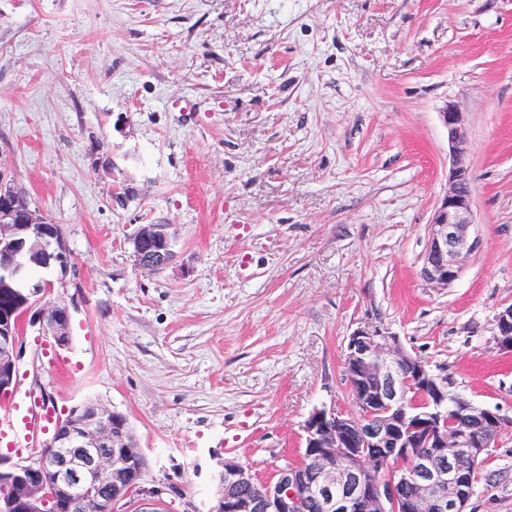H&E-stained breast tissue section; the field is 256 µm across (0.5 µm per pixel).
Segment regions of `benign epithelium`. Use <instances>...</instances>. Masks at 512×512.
I'll return each mask as SVG.
<instances>
[{"label":"benign epithelium","mask_w":512,"mask_h":512,"mask_svg":"<svg viewBox=\"0 0 512 512\" xmlns=\"http://www.w3.org/2000/svg\"><path fill=\"white\" fill-rule=\"evenodd\" d=\"M440 118L447 130L448 189L428 225L420 275L447 288L474 253V201L468 154L467 113L452 102ZM168 224H141L131 238L137 269L156 273L175 260ZM66 271L68 250L60 229L21 200L0 171V397L13 392L21 357L18 329L29 313L45 336L68 345L70 314L50 298L53 283L17 284L32 264ZM495 342L512 353V305L496 316ZM346 377L354 409H316L303 426V464L278 468L272 479L255 481L251 468L225 458L214 476L216 512H307L311 502L325 512H467L466 475L455 464L465 451L484 461L498 446L512 416L452 396L448 381L395 336L373 324L347 337ZM418 385L425 409H407L401 377ZM460 426L446 430L444 410ZM145 457L127 430V419L88 401L58 421L49 444L24 461L0 456V512H84L85 506L127 483ZM389 477H372L374 469ZM413 475L415 496L400 498L397 486ZM167 489L139 487L113 498L116 512H168Z\"/></svg>","instance_id":"1"}]
</instances>
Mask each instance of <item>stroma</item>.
I'll use <instances>...</instances> for the list:
<instances>
[{
  "instance_id": "obj_1",
  "label": "stroma",
  "mask_w": 512,
  "mask_h": 512,
  "mask_svg": "<svg viewBox=\"0 0 512 512\" xmlns=\"http://www.w3.org/2000/svg\"><path fill=\"white\" fill-rule=\"evenodd\" d=\"M466 112L477 248L420 267ZM0 171L69 249L45 271L57 346L23 326L14 426L124 414L170 512H212L217 458L297 462L317 408L352 406L346 338L370 322L450 390L512 415V0H0ZM168 224L175 263L129 238ZM469 512H512V430ZM168 224H141L131 238L132 253L138 270L156 273L175 260L174 236ZM495 342L503 353H512V305L502 308L496 316Z\"/></svg>"
}]
</instances>
